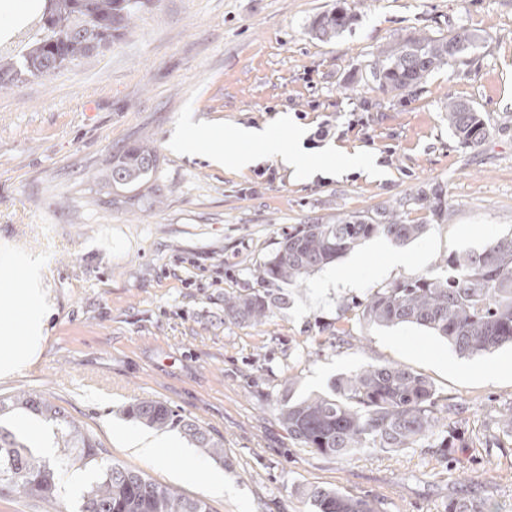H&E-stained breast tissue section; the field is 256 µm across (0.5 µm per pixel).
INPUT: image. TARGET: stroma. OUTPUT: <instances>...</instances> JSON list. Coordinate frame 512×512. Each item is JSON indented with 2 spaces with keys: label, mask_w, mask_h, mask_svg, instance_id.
<instances>
[{
  "label": "stroma",
  "mask_w": 512,
  "mask_h": 512,
  "mask_svg": "<svg viewBox=\"0 0 512 512\" xmlns=\"http://www.w3.org/2000/svg\"><path fill=\"white\" fill-rule=\"evenodd\" d=\"M354 24L335 41L310 33L336 0H153L112 47L0 93V322L25 266L40 265L45 306L37 360L0 378V399L37 394L80 421L109 462L208 503L211 512H312L310 487L375 500L381 512H512V440L496 408L512 405V347L461 357L412 325L360 323L347 306L415 273H443L451 254L512 232V0H348ZM474 30L481 47L393 96L365 83L376 49L424 30ZM481 113L490 134L459 142L443 102ZM206 124L207 144L188 132ZM303 148L370 155L380 170L292 176L273 157L248 171L213 164L239 125ZM328 136L311 144L319 127ZM149 141L159 168L138 206L99 202L96 177L121 147ZM442 186L447 222L413 197ZM396 202L421 237H371L300 284L263 326L224 319V295L255 287L254 269L284 231ZM406 261L393 266L391 251ZM370 363L424 375L448 403L462 447L326 457L289 440L276 403L326 391ZM167 403L224 444L216 461L179 430L128 419L137 399ZM55 425L0 412V429L34 451L22 428ZM159 443L161 461L133 448ZM224 478L223 492L210 486Z\"/></svg>",
  "instance_id": "1"
}]
</instances>
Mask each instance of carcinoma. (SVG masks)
Listing matches in <instances>:
<instances>
[{"instance_id":"obj_1","label":"carcinoma","mask_w":512,"mask_h":512,"mask_svg":"<svg viewBox=\"0 0 512 512\" xmlns=\"http://www.w3.org/2000/svg\"><path fill=\"white\" fill-rule=\"evenodd\" d=\"M151 0H44L42 10L25 25L21 64L8 48H0V93L11 90L28 75L49 78L93 53L112 46L130 28ZM355 20L347 0L317 16L311 32L324 42L343 33ZM479 48V37L467 28L448 34H413L373 54L369 78L383 92L401 93L427 80L434 72ZM444 111L448 128L467 146L481 144L489 128L469 104L448 100ZM158 169V153L150 143H135L112 155L101 187L127 195L110 200L132 207L136 191ZM435 220H448V200L442 187L418 197ZM424 224H407L393 208L340 217L326 224H298L259 265V288L224 295V319L261 325L273 315L281 298L270 287L295 285L310 273L336 262L362 241L383 235L397 243L421 236ZM447 273H416L385 288L372 290L353 302L358 318L368 325L410 324L448 341L462 357L489 354L512 345V233L479 251L454 254ZM18 406L57 423L63 443L54 459L35 455L15 437L0 430V483L10 490L53 505L60 493V475L75 464L94 466L96 480L82 497L79 512H210L207 503L191 499L154 482L144 473L104 463L105 449L75 420L51 402L21 393L1 407ZM132 420L156 430L180 428L213 458H224V444L192 422H186L165 403L138 399L127 406ZM278 420L288 436L322 455L343 458L360 451H394L427 445L442 460L454 447L457 429L448 425V405L440 403L432 383L401 365L368 364L336 378L326 393L285 396L277 404ZM307 498L316 512H380L366 499L327 487H314Z\"/></svg>"}]
</instances>
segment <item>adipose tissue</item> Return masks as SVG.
<instances>
[{
  "label": "adipose tissue",
  "mask_w": 512,
  "mask_h": 512,
  "mask_svg": "<svg viewBox=\"0 0 512 512\" xmlns=\"http://www.w3.org/2000/svg\"><path fill=\"white\" fill-rule=\"evenodd\" d=\"M289 136L293 146L287 149L267 130L241 125L233 131L234 139L242 144L241 149L216 155L215 160L224 163L225 167L245 170L265 155L278 159L293 175L306 179L320 175L323 159L309 158L299 147L304 138L303 131L291 129ZM19 294L25 308L24 333L0 337V376L9 375L32 363L39 353L43 327L39 293L34 288H23Z\"/></svg>",
  "instance_id": "ef3b65f1"
}]
</instances>
